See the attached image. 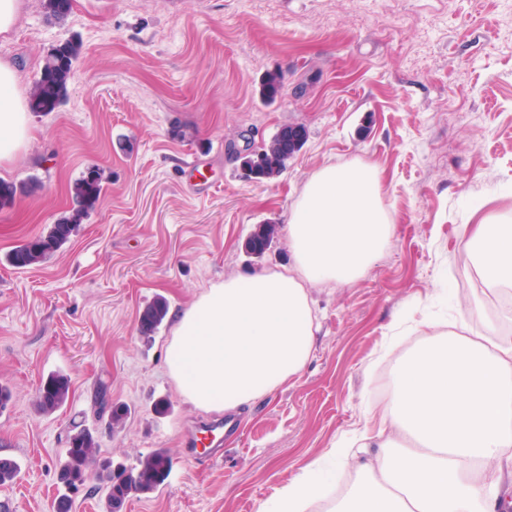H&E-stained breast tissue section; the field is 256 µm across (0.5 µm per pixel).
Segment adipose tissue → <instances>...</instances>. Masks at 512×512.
Segmentation results:
<instances>
[{
  "mask_svg": "<svg viewBox=\"0 0 512 512\" xmlns=\"http://www.w3.org/2000/svg\"><path fill=\"white\" fill-rule=\"evenodd\" d=\"M29 136L9 63L0 62V161ZM394 232L379 172L364 163L325 166L288 213L291 270L231 277L180 313L166 351L168 374L201 410H232L288 384L309 360L318 326L309 290L349 286L384 254ZM470 250L486 286L512 295V218L473 226ZM464 332L429 325L393 372L379 429L337 441L259 512H512L496 489L512 471V340L471 309ZM372 454L353 480L324 482L353 448Z\"/></svg>",
  "mask_w": 512,
  "mask_h": 512,
  "instance_id": "1",
  "label": "adipose tissue"
}]
</instances>
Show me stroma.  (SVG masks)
<instances>
[{
  "label": "stroma",
  "instance_id": "35a3bbf8",
  "mask_svg": "<svg viewBox=\"0 0 512 512\" xmlns=\"http://www.w3.org/2000/svg\"><path fill=\"white\" fill-rule=\"evenodd\" d=\"M79 41L68 93L30 113L25 148L0 178L41 188L0 209V458L20 471L0 485L7 512H106L107 486L66 490L56 465L74 426L100 460L127 466L166 449L172 468L122 512H258L337 438L362 429L366 389L390 387L392 366L424 323L461 326L479 302L501 333L512 312L473 266V224L512 212V0H72L66 20L21 0L0 36V61L28 94L55 46ZM280 71L275 102L260 95ZM308 137L273 181L244 179L238 154L282 127ZM196 168H188V160ZM361 161L382 174L394 235L348 287L311 288L320 325L297 379L236 410L239 435L211 465L186 457L208 417L178 391L165 353L176 319L205 288L293 264L284 227L313 173ZM103 169L105 192L70 241L41 265L6 256L71 207L69 188ZM279 232L259 256L260 224ZM169 312L152 337L139 317L156 297ZM69 377V400L37 404L42 378ZM106 388L121 426L99 412ZM276 234L274 224H260L250 234L245 243V249L248 253L261 255L273 241Z\"/></svg>",
  "mask_w": 512,
  "mask_h": 512
}]
</instances>
